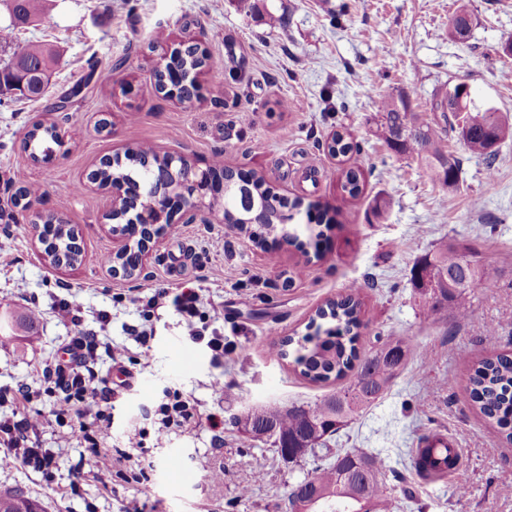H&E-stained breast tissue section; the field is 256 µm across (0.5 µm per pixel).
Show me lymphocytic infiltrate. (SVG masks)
<instances>
[{
  "instance_id": "f902f5d3",
  "label": "lymphocytic infiltrate",
  "mask_w": 512,
  "mask_h": 512,
  "mask_svg": "<svg viewBox=\"0 0 512 512\" xmlns=\"http://www.w3.org/2000/svg\"><path fill=\"white\" fill-rule=\"evenodd\" d=\"M166 303L171 304L179 316L185 336L194 342L206 343L214 357H223L224 338L218 333L206 334L200 310L201 296L197 291L161 288L147 299L146 306L155 310ZM78 311V305L72 301L63 302L57 308L59 317L77 325L79 331L71 339L75 354L73 362L62 363L43 372L45 380L53 383L61 394L52 417L35 419L26 414L25 408L34 398L27 386L0 392V403H11L15 411L13 418L0 420V457L7 463L19 462L43 474H50L54 460L45 450L35 446L30 439L31 432L42 426H60L72 433L87 431L89 423H86L85 416L91 406L96 409L95 421L106 419L103 406L110 403L112 389L107 381L97 379L95 375L100 359L99 341L93 333L80 329ZM165 397V402L156 409L159 426L151 434L158 439L163 438L168 429L188 426L195 419L192 406L179 389H169Z\"/></svg>"
}]
</instances>
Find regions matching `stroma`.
I'll list each match as a JSON object with an SVG mask.
<instances>
[{
	"label": "stroma",
	"instance_id": "1",
	"mask_svg": "<svg viewBox=\"0 0 512 512\" xmlns=\"http://www.w3.org/2000/svg\"><path fill=\"white\" fill-rule=\"evenodd\" d=\"M252 2L243 10L236 0H43L48 23L15 28L0 0V27L12 30L0 60L30 41L58 53L42 99L0 106V314L38 312L31 327L0 338V389L27 385L36 394L28 414L49 417L56 399L42 371L74 334L57 314L65 300L76 301L83 329L102 346L127 347L132 359L126 380L108 356L96 367L98 377L120 386L104 407L108 429L64 438L40 429L33 440L53 454L52 476L21 464L0 467V492L23 490L46 512H123L133 495L144 512H285L291 484L312 462H284L271 440L238 433L233 418L270 402L311 405L327 394L274 350L280 338L304 335L317 307L356 282L363 287L361 352L380 336L407 338L414 350L383 397L333 435L331 447L380 454L396 472L388 481L395 500L412 481L416 500L400 512H512V443L486 425L468 396L473 360L512 353V139L497 145L490 164L449 137L460 170L448 187L377 134L381 98L426 112L462 82L477 104L512 115V56L504 52L512 42V0ZM461 8L470 28L455 37L448 23ZM160 30L207 49L213 65L200 77L199 99L182 104L155 91ZM119 59L124 65L111 82L90 72V63L103 68ZM62 118L80 136L67 137L50 163L34 162L26 132L36 121ZM342 127L360 149L340 162L321 144ZM139 143L202 169L220 152L225 166L264 174L276 192L320 203L331 220L321 259L306 260L288 246L266 252L215 214L168 234L142 277H113L101 262L112 251V197L88 175L102 158ZM349 168L364 177L354 199L341 190ZM23 185L39 190L35 210L63 212L78 227L81 263L58 269L44 260L34 210L10 202ZM379 199L387 203L380 214ZM445 241L468 246L498 286L474 300L471 319L433 323L421 313L412 268ZM154 288L199 292L209 331L232 346L223 361L184 336L171 308L143 318L131 299ZM490 324L497 334H488ZM134 326L151 329L148 346L130 339ZM240 349L247 358H237ZM219 380L220 392L213 388ZM169 387L190 398L193 427L171 428L144 452L128 447L133 430H155ZM213 414L224 417L223 435L209 425ZM433 431L460 450L465 498L456 496L452 477L425 482L410 469L409 449ZM99 449L128 459L107 487L90 475ZM174 457L182 473L172 481ZM139 459L147 464L144 481ZM219 469L223 481H212Z\"/></svg>",
	"mask_w": 512,
	"mask_h": 512
}]
</instances>
